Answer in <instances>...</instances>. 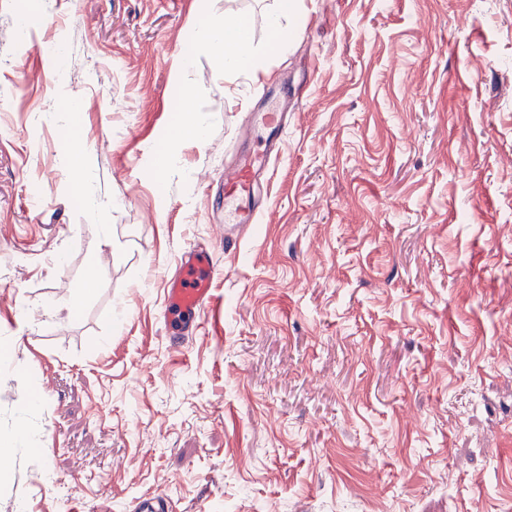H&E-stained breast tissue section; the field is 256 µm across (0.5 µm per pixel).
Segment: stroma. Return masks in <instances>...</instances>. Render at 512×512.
<instances>
[{"label":"stroma","mask_w":512,"mask_h":512,"mask_svg":"<svg viewBox=\"0 0 512 512\" xmlns=\"http://www.w3.org/2000/svg\"><path fill=\"white\" fill-rule=\"evenodd\" d=\"M278 6L0 0V512L150 491L178 512H500L512 493V0H299L285 54L264 49ZM25 10L46 22L22 44ZM238 17L255 79L194 44ZM288 78L307 85L266 209L225 248L208 182ZM176 112L207 142L172 140ZM190 240L222 301L175 348L163 279Z\"/></svg>","instance_id":"stroma-1"}]
</instances>
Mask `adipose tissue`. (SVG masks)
Instances as JSON below:
<instances>
[{"label":"adipose tissue","instance_id":"obj_1","mask_svg":"<svg viewBox=\"0 0 512 512\" xmlns=\"http://www.w3.org/2000/svg\"><path fill=\"white\" fill-rule=\"evenodd\" d=\"M195 42L201 48L221 44L226 73L257 76V57L248 49L251 30L245 22L227 23L219 19L206 22L197 28Z\"/></svg>","mask_w":512,"mask_h":512}]
</instances>
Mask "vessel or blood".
Listing matches in <instances>:
<instances>
[{
  "mask_svg": "<svg viewBox=\"0 0 512 512\" xmlns=\"http://www.w3.org/2000/svg\"><path fill=\"white\" fill-rule=\"evenodd\" d=\"M262 112L250 113L241 122L238 141L233 145L235 160L225 165L218 186L224 196V242L237 244L242 233L258 223L259 205L255 196L258 179L266 169L274 151V137L286 127V114L271 104L269 94L260 97ZM270 130L273 139L260 153L248 151L258 127ZM217 274L210 251L199 243H188L181 252L176 270L166 276L164 288L165 329L172 346L183 347L186 339L203 329L202 312L215 305L218 298L213 288ZM134 512H176L171 498L152 493L139 498Z\"/></svg>",
  "mask_w": 512,
  "mask_h": 512,
  "instance_id": "obj_1",
  "label": "vessel or blood"
}]
</instances>
